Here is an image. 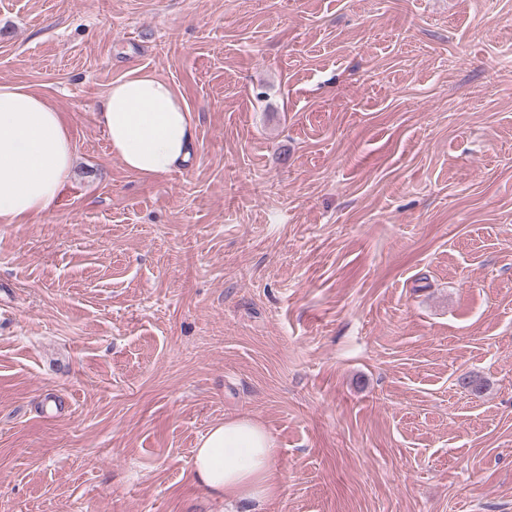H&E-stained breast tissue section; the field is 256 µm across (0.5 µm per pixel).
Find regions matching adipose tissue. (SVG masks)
<instances>
[{
  "label": "adipose tissue",
  "mask_w": 512,
  "mask_h": 512,
  "mask_svg": "<svg viewBox=\"0 0 512 512\" xmlns=\"http://www.w3.org/2000/svg\"><path fill=\"white\" fill-rule=\"evenodd\" d=\"M98 120L111 151L131 172L159 178L188 160L196 144L191 111L169 81L145 68L115 80ZM72 135L47 99L25 87L0 84V223L20 224L47 212L73 166ZM279 450L260 423L233 417L204 434L192 475L227 506L264 512L282 491Z\"/></svg>",
  "instance_id": "ef3b65f1"
}]
</instances>
